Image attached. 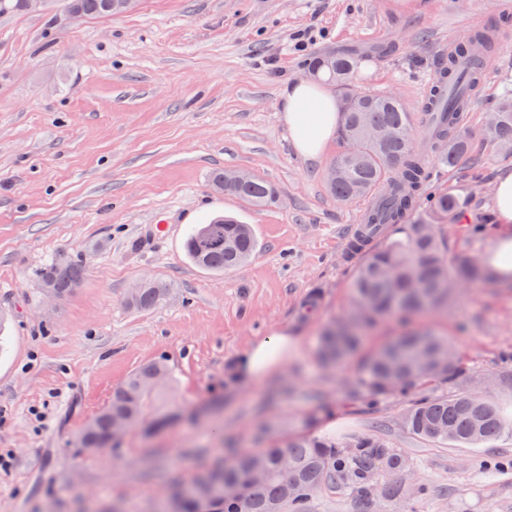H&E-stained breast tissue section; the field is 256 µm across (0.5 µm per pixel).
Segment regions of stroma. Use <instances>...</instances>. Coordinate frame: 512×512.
<instances>
[{"label":"stroma","mask_w":512,"mask_h":512,"mask_svg":"<svg viewBox=\"0 0 512 512\" xmlns=\"http://www.w3.org/2000/svg\"><path fill=\"white\" fill-rule=\"evenodd\" d=\"M63 15L61 0H46L40 11L0 16V311L12 318L0 335V452L11 457L0 512H159L173 482L231 449L261 448L262 427L281 440L383 433L409 459L417 512H512L511 435L442 447L403 429L405 398L369 405L362 358L397 326L377 325L336 369L320 364L322 328L351 304L361 258L346 248L369 202L337 201L326 187L342 142L308 167L277 110L312 58L352 54L358 88L399 96L418 119L421 88L449 39L499 24L500 48L464 115L477 151L463 171L426 153L432 177L422 191L463 182L472 212H491L492 182L512 170V153L481 137L512 89V0H139L118 16ZM224 169L270 181L278 203L217 190L212 174ZM204 207L254 227L261 248L244 267L216 275L189 262L187 218ZM158 224L166 238L155 237ZM76 258L87 263L82 285L49 305L40 271ZM149 278L171 281L172 296L128 307L130 289ZM315 287L323 306L302 320ZM429 325L455 345L468 387L512 417V294L474 286ZM283 327L302 346L282 374L223 391L236 355ZM157 357L176 381L151 415L194 410L215 390L219 409L76 453V436L113 388ZM320 397L332 409L317 416ZM69 471L74 481H64Z\"/></svg>","instance_id":"1"}]
</instances>
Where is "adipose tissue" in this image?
<instances>
[{
	"label": "adipose tissue",
	"mask_w": 512,
	"mask_h": 512,
	"mask_svg": "<svg viewBox=\"0 0 512 512\" xmlns=\"http://www.w3.org/2000/svg\"><path fill=\"white\" fill-rule=\"evenodd\" d=\"M278 110L288 129V141L306 162L319 163L335 140L341 114L336 97L322 83L313 79L288 83L280 93ZM492 201L496 232L493 248L482 262L501 279L512 278V171L501 174L493 187ZM301 348L299 337L287 330L251 342L236 357L233 372L241 384H249L281 371Z\"/></svg>",
	"instance_id": "ef3b65f1"
}]
</instances>
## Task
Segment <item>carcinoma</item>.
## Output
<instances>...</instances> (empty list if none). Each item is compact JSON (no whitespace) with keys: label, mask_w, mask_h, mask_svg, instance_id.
I'll return each instance as SVG.
<instances>
[{"label":"carcinoma","mask_w":512,"mask_h":512,"mask_svg":"<svg viewBox=\"0 0 512 512\" xmlns=\"http://www.w3.org/2000/svg\"><path fill=\"white\" fill-rule=\"evenodd\" d=\"M116 0H66L76 18L112 16L121 13ZM499 48V30H477L457 43L448 55L425 113L427 141L439 161L454 167L465 157L471 135L460 127L454 107L464 103L469 88L479 84L489 56ZM357 60L351 55L320 57L312 64L316 76L336 82L344 91L340 112L341 139L357 141L355 156L338 157L336 173L327 175L329 190L341 201L370 199V211L358 225L351 252L366 253L350 285L349 311L327 324L320 335L318 357L326 367L345 363L360 348L363 339L380 322L395 320L399 332L385 342L365 362L361 386L372 398L398 393L404 397L424 383L441 377L464 382L467 374L451 341L433 329L412 327L422 314L439 313L448 301L475 284L487 288H512V282L498 281L468 251L447 260L435 225L457 224L470 206L465 188L436 194L429 215L403 231L398 238L382 239L386 225L404 223L415 210L428 178L422 154L410 148L407 136L412 117L394 96L373 95L352 87ZM390 129L393 137L376 142L362 126ZM486 139L502 149H512V92L499 98L492 121L484 129ZM223 172L213 174L216 187L224 193L246 199L254 205H272L279 194L270 182L254 176L240 183L221 185ZM184 249L189 260L203 269L225 272L248 263L258 250V240L248 224L222 216L208 224L196 225L187 235ZM85 276L78 260L53 263L40 273L70 295ZM170 283L151 279L143 288H133L127 304L147 310L167 299ZM173 380V371L164 358L155 359L112 390V397L83 428L76 447L80 454L112 446V421L123 418L131 429L148 434L161 431L180 419L167 413L153 420L147 407L162 388L151 386L155 376ZM508 423L489 398L464 388L448 397L420 394L408 402L403 428L410 434L439 444L474 446L500 437ZM409 468L408 458L391 446L382 433L358 436L348 443L329 442L315 435L299 436L268 448L243 453L229 462L220 461L195 477L193 494L171 493L162 512H308L309 504L327 489L350 488L362 499L401 501L406 488L400 473ZM388 474L395 480L377 486L368 480ZM243 483L247 503L232 495L216 497L217 486Z\"/></svg>","instance_id":"cac0c4a2"}]
</instances>
